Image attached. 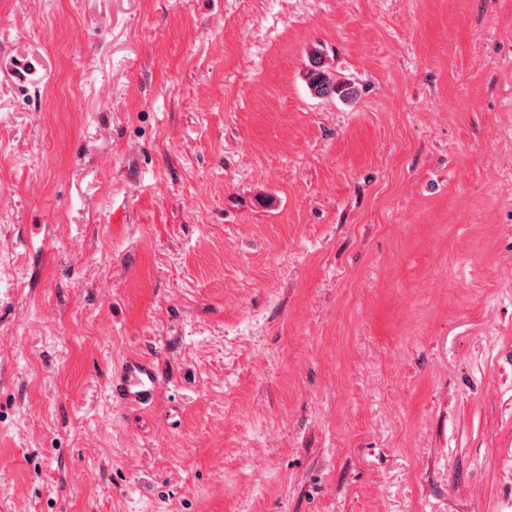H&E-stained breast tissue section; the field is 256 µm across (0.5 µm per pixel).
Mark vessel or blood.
Listing matches in <instances>:
<instances>
[{"mask_svg":"<svg viewBox=\"0 0 512 512\" xmlns=\"http://www.w3.org/2000/svg\"><path fill=\"white\" fill-rule=\"evenodd\" d=\"M160 376L155 362L143 356L126 358L109 376L115 401L126 406H147L155 397Z\"/></svg>","mask_w":512,"mask_h":512,"instance_id":"obj_1","label":"vessel or blood"}]
</instances>
